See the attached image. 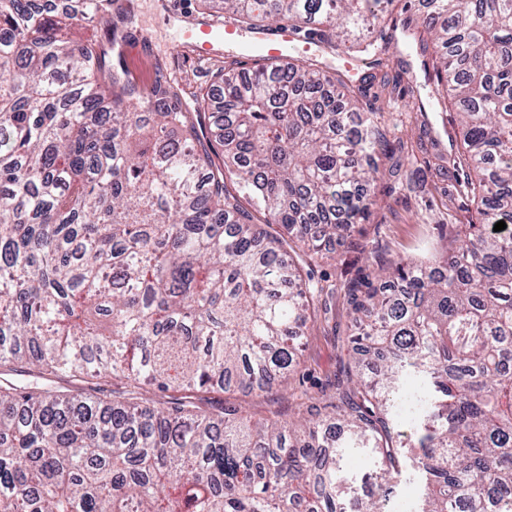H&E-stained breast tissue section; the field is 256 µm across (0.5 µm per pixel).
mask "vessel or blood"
I'll use <instances>...</instances> for the list:
<instances>
[{
	"label": "vessel or blood",
	"mask_w": 512,
	"mask_h": 512,
	"mask_svg": "<svg viewBox=\"0 0 512 512\" xmlns=\"http://www.w3.org/2000/svg\"><path fill=\"white\" fill-rule=\"evenodd\" d=\"M167 14L173 19L174 39L177 45H192L202 54L212 55L224 46H237L242 52L259 55L271 61L283 57L295 49L299 34L295 29L282 28L276 33L254 31L244 33L232 19H217L207 16L187 14L167 7Z\"/></svg>",
	"instance_id": "obj_1"
}]
</instances>
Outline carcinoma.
<instances>
[{
  "label": "carcinoma",
  "instance_id": "carcinoma-1",
  "mask_svg": "<svg viewBox=\"0 0 512 512\" xmlns=\"http://www.w3.org/2000/svg\"><path fill=\"white\" fill-rule=\"evenodd\" d=\"M393 2L222 0L374 67L359 36ZM426 2L430 38L408 19L390 36L422 57L427 99L453 92L461 150L438 171L468 159L477 222L444 256L343 285L356 381L332 411L254 419L208 395L261 397L299 364L322 289L286 237L317 254L377 204L395 145L362 111L370 77L231 60L188 111L179 84L132 85L119 54L69 36L84 22L116 41L130 0H0V512H389L408 466L414 512H512V0ZM26 371L48 383L8 378ZM106 378L126 390L98 397Z\"/></svg>",
  "mask_w": 512,
  "mask_h": 512
}]
</instances>
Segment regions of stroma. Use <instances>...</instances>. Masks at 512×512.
I'll return each instance as SVG.
<instances>
[{
	"mask_svg": "<svg viewBox=\"0 0 512 512\" xmlns=\"http://www.w3.org/2000/svg\"><path fill=\"white\" fill-rule=\"evenodd\" d=\"M156 0H134L137 20L131 27L130 45L134 51L124 58L123 65L130 81L149 86L165 80L170 72H178L187 89L209 86L216 70L225 59H236L242 67H253V56L225 50L222 57L203 59L192 50L175 49L171 44L172 21L155 7ZM389 75H401L402 84L411 86L420 72V61L403 40L379 47ZM403 91L377 88L363 108L379 115L382 128L394 132L413 147L412 166L419 169L424 181L418 192L404 189L400 183L383 181L377 184L379 204L369 220L356 225L355 246L327 244L321 254L307 261L306 267L318 285L323 286V309L303 347L301 364L291 378L288 389L307 393L329 401L336 398V381L344 377L352 351L347 338L351 317L343 302L341 287L355 277L366 257L380 254L387 258H422L439 255L456 224L475 222L473 205L460 193L455 176L440 175L431 164L434 152H448L459 132L444 122L438 109H430L428 118L434 130L432 141L420 145V123L408 105Z\"/></svg>",
	"mask_w": 512,
	"mask_h": 512,
	"instance_id": "obj_1",
	"label": "stroma"
}]
</instances>
